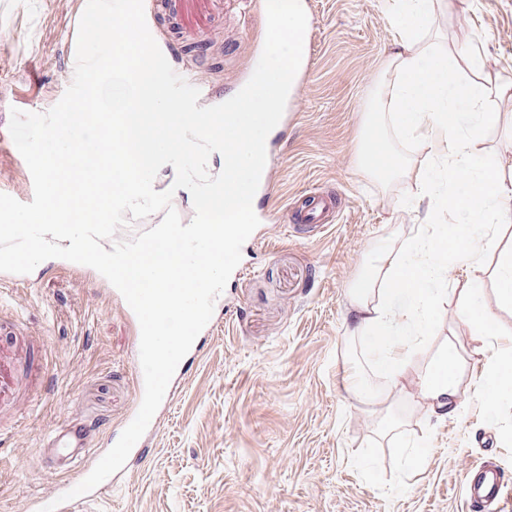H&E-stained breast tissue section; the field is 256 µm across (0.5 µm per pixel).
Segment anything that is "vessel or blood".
Instances as JSON below:
<instances>
[{
  "instance_id": "1",
  "label": "vessel or blood",
  "mask_w": 512,
  "mask_h": 512,
  "mask_svg": "<svg viewBox=\"0 0 512 512\" xmlns=\"http://www.w3.org/2000/svg\"><path fill=\"white\" fill-rule=\"evenodd\" d=\"M180 25L186 33H202L208 24V15L201 6V0H182L179 12ZM334 206L332 200L319 193L310 194L306 199L302 220L307 224L326 222ZM50 375L47 364L28 357L27 349L21 342L0 344V409L13 405L22 388L43 387ZM50 451L46 459L49 469H61L65 480L55 484L53 490L31 499L29 512L56 503V512H72L75 503L65 497L93 470L101 452L91 451L87 435L76 432L70 425H62L47 437ZM465 491L470 507L476 512L487 508L500 507L512 484L508 483L499 469L492 464L480 465L466 475Z\"/></svg>"
}]
</instances>
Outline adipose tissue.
Here are the masks:
<instances>
[{
	"label": "adipose tissue",
	"instance_id": "1",
	"mask_svg": "<svg viewBox=\"0 0 512 512\" xmlns=\"http://www.w3.org/2000/svg\"><path fill=\"white\" fill-rule=\"evenodd\" d=\"M452 6V0H394L399 41L390 60V94L371 125L365 160L381 181L397 175L403 157L389 144L395 131L421 142L439 163L415 194L429 202L426 224L402 244L378 249L350 290L365 364L351 371L345 390L370 406L386 400L379 380L397 382L423 342L450 263L481 270L484 224L512 222V187L482 150L496 115L487 105L493 92L476 78L481 56L419 45L437 10ZM456 212L465 213L467 223H442L443 214ZM417 395L437 413L452 415L463 407L453 351L441 353L419 378Z\"/></svg>",
	"mask_w": 512,
	"mask_h": 512
}]
</instances>
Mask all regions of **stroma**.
Masks as SVG:
<instances>
[{
	"label": "stroma",
	"instance_id": "stroma-1",
	"mask_svg": "<svg viewBox=\"0 0 512 512\" xmlns=\"http://www.w3.org/2000/svg\"><path fill=\"white\" fill-rule=\"evenodd\" d=\"M308 27L303 57L310 71L291 98L293 122L273 146V193L262 207L281 221L256 233L248 270L226 286L224 318L202 341L201 358L165 409L151 455L122 487L91 512H467L469 469L493 463L512 480V399L486 407L477 390L508 346L512 307L501 304L493 270L512 248L511 224H486L497 246L485 251L486 273L474 281L453 266L425 342L404 376L402 398L370 408L344 384L359 360L348 290L373 250L422 224L413 205L429 163L426 148L393 137L407 158L402 176L383 183L359 161L364 118L384 99L382 80L397 31L385 0H304ZM86 0H0V129L11 109L45 112L64 95L75 67L71 42ZM217 23L208 39L176 38L172 13L144 0L158 46L175 44L172 68L198 74V104H220L254 71L251 43H264V0H208ZM424 45L484 59L486 80H512V0H461L438 11ZM499 118L485 149L502 179L512 181V100L494 103ZM318 190L336 203L334 223L294 220L303 194ZM95 269L40 263L32 284L0 280V321L16 324L29 350L47 354L55 370L50 394L22 391L0 412V512H26L28 498L58 477L42 449L59 425L99 423L92 441L107 445L130 412L134 329ZM479 285V304L499 337L475 336L454 315L458 290ZM453 348L468 401L459 413L427 412L416 387L435 354ZM402 421L419 455L406 463L397 438Z\"/></svg>",
	"mask_w": 512,
	"mask_h": 512
}]
</instances>
